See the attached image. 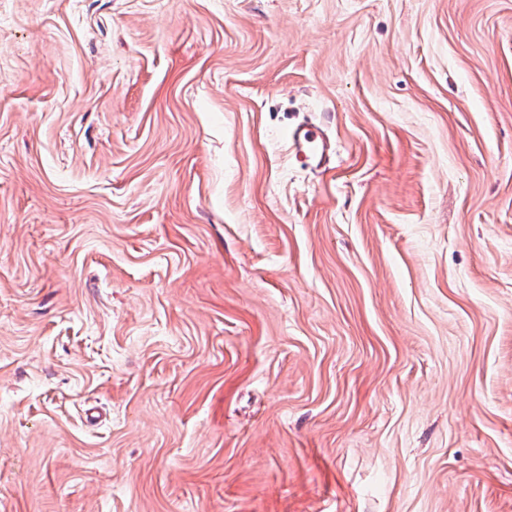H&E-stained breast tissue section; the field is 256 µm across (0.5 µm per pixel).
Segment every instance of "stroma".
I'll return each instance as SVG.
<instances>
[{
  "mask_svg": "<svg viewBox=\"0 0 512 512\" xmlns=\"http://www.w3.org/2000/svg\"><path fill=\"white\" fill-rule=\"evenodd\" d=\"M0 512H512V0H0ZM288 143L297 153L303 155L321 171L327 170L329 161V142L320 128L313 124H300L288 131Z\"/></svg>",
  "mask_w": 512,
  "mask_h": 512,
  "instance_id": "1",
  "label": "stroma"
}]
</instances>
